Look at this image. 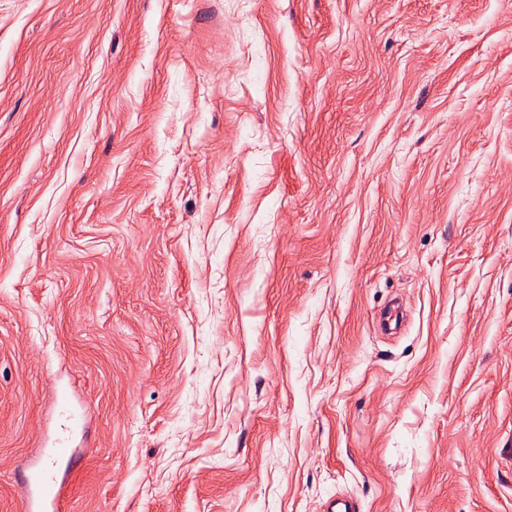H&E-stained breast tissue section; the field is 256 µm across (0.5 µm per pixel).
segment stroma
Returning a JSON list of instances; mask_svg holds the SVG:
<instances>
[{"instance_id":"obj_1","label":"stroma","mask_w":512,"mask_h":512,"mask_svg":"<svg viewBox=\"0 0 512 512\" xmlns=\"http://www.w3.org/2000/svg\"><path fill=\"white\" fill-rule=\"evenodd\" d=\"M512 512V0H0V512ZM63 418V434L49 452L44 453L36 464L29 463L27 469L31 476L23 489V499L26 512H56L65 498V480L67 471L63 474L60 462L65 457L75 456L73 448L68 447L69 437L80 426V418L69 408L60 411Z\"/></svg>"}]
</instances>
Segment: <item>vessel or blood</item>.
Listing matches in <instances>:
<instances>
[{"mask_svg": "<svg viewBox=\"0 0 512 512\" xmlns=\"http://www.w3.org/2000/svg\"><path fill=\"white\" fill-rule=\"evenodd\" d=\"M60 415L63 419L62 438L29 467L31 476L23 489L25 512H59L65 498L66 476L60 470V463L75 454L67 438L79 428L80 418L67 408L62 409Z\"/></svg>", "mask_w": 512, "mask_h": 512, "instance_id": "obj_1", "label": "vessel or blood"}]
</instances>
